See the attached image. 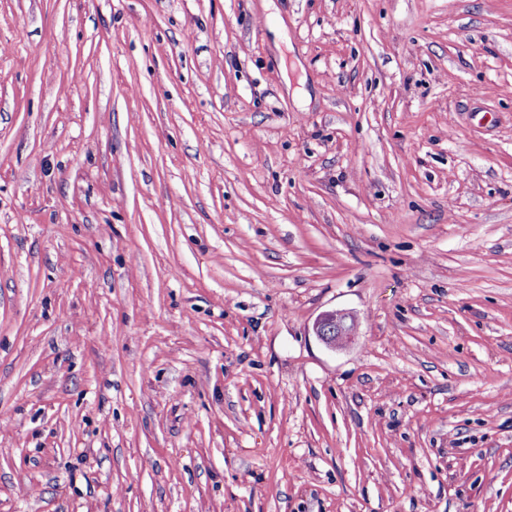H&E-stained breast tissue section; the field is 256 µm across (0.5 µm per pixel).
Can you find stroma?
Here are the masks:
<instances>
[{"mask_svg":"<svg viewBox=\"0 0 512 512\" xmlns=\"http://www.w3.org/2000/svg\"><path fill=\"white\" fill-rule=\"evenodd\" d=\"M0 512H512V0H0ZM357 327V318L352 312L334 309L319 315L313 332L327 348L336 351L357 335Z\"/></svg>","mask_w":512,"mask_h":512,"instance_id":"1","label":"stroma"}]
</instances>
